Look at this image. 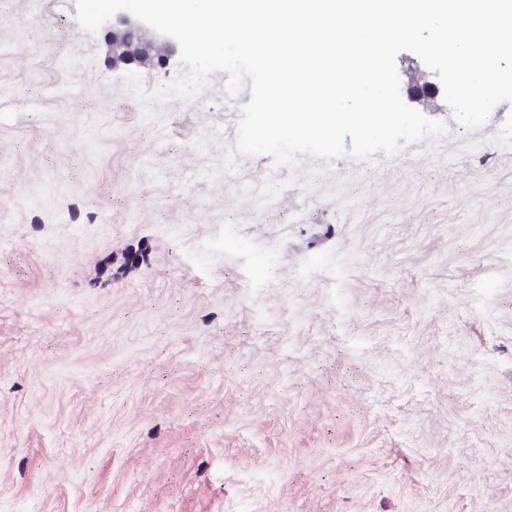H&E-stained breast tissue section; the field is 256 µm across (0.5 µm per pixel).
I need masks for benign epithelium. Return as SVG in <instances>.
<instances>
[{"label": "benign epithelium", "instance_id": "1", "mask_svg": "<svg viewBox=\"0 0 512 512\" xmlns=\"http://www.w3.org/2000/svg\"><path fill=\"white\" fill-rule=\"evenodd\" d=\"M108 45L114 67L131 64L164 67L174 53V47L164 38H147L141 23L127 16H121L112 23Z\"/></svg>", "mask_w": 512, "mask_h": 512}]
</instances>
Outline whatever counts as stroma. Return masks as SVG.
<instances>
[{"instance_id":"1","label":"stroma","mask_w":512,"mask_h":512,"mask_svg":"<svg viewBox=\"0 0 512 512\" xmlns=\"http://www.w3.org/2000/svg\"><path fill=\"white\" fill-rule=\"evenodd\" d=\"M397 69L449 137L231 171L249 88L0 0V512H512V104Z\"/></svg>"}]
</instances>
